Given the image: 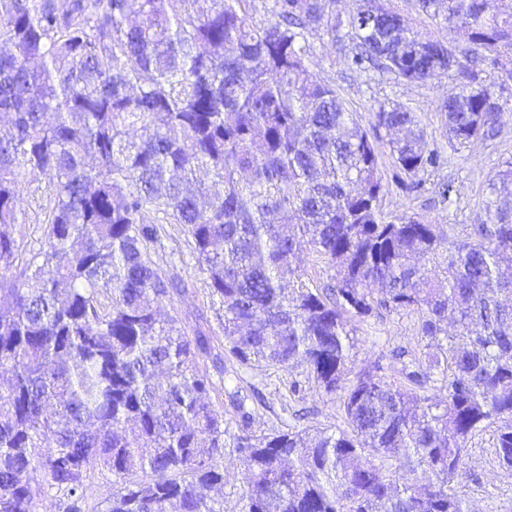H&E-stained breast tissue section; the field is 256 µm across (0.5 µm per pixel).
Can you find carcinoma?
<instances>
[{
    "mask_svg": "<svg viewBox=\"0 0 512 512\" xmlns=\"http://www.w3.org/2000/svg\"><path fill=\"white\" fill-rule=\"evenodd\" d=\"M0 0V512H36L53 490L84 512L88 471L112 473L101 512H224V412L213 375L159 302L186 288L150 257L179 224L230 355L245 371L299 365L341 400L338 433L273 427L229 397L244 434L238 512H469L458 475L492 429L512 468V162L489 180L475 237L413 215L387 219L373 141L307 56L305 33L341 24L335 0ZM504 0H419L457 42L426 37L382 0L348 20L352 64L407 83L452 72L448 139L465 148L500 123L494 82L460 58L512 55ZM400 168L441 166L415 113L375 110ZM210 178L202 194L198 173ZM45 181L42 248L10 275L23 184ZM336 270L314 288L300 247ZM419 315V357L398 385L346 382L354 322ZM442 387L438 400L432 391Z\"/></svg>",
    "mask_w": 512,
    "mask_h": 512,
    "instance_id": "1",
    "label": "carcinoma"
}]
</instances>
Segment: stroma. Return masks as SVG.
Segmentation results:
<instances>
[{"instance_id":"1","label":"stroma","mask_w":512,"mask_h":512,"mask_svg":"<svg viewBox=\"0 0 512 512\" xmlns=\"http://www.w3.org/2000/svg\"><path fill=\"white\" fill-rule=\"evenodd\" d=\"M383 2L400 12L422 34L456 42L457 35L444 17L423 12L418 0ZM355 7V0H336L340 27L333 31L322 25L308 31L306 42L312 67L321 80L336 88L365 129H372L378 103L395 101L415 112L429 149L442 156L443 164L439 169L422 174L421 189L405 191L398 183L399 170L386 139L376 140L380 173L386 188L384 209L395 215L421 216L437 224L444 234L466 238L483 219L490 179L505 162L512 161V56L500 58L493 64L472 65L477 81L495 82V93L507 108L494 137L459 149L448 141L446 114L440 109L454 90L455 80L444 76L424 84H408L376 69L352 65L346 21ZM443 183L452 187L450 196L445 198L438 192ZM49 204L45 182L25 184L22 207L28 220L15 227V269H22L40 249L46 227L40 224L39 218ZM160 234L161 243L152 252V259L162 270L178 273L188 283L185 292L170 294L162 301V314L178 320L187 332L202 331L213 350L223 352L224 331L211 305L209 292L195 270V261L180 226L161 225ZM417 325V315L403 311L357 323V345L349 365L351 372L377 366L386 379L399 381L400 362L395 354L400 350L417 353ZM287 377V372L264 367L244 374L242 389L257 387L264 401L255 420V430L279 425L312 433L345 429L340 400L329 399L313 390L294 403L291 411H284L288 398L284 386ZM458 481L474 512H512V470L498 462L489 433H479L473 438Z\"/></svg>"}]
</instances>
